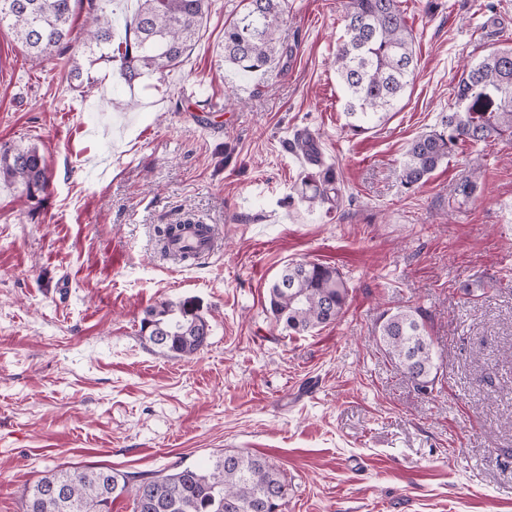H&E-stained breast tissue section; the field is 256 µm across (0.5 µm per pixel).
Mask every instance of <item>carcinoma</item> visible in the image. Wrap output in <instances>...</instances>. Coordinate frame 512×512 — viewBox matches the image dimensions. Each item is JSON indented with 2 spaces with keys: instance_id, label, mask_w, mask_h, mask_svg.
<instances>
[{
  "instance_id": "carcinoma-1",
  "label": "carcinoma",
  "mask_w": 512,
  "mask_h": 512,
  "mask_svg": "<svg viewBox=\"0 0 512 512\" xmlns=\"http://www.w3.org/2000/svg\"><path fill=\"white\" fill-rule=\"evenodd\" d=\"M82 0H0V27L7 26L33 61L66 44ZM139 9L124 31L102 10L89 14L91 44L118 40L117 78L127 84L180 67L199 35L212 0H138ZM286 0H244L243 9L224 25V61L247 73L269 72L279 55V31ZM344 38L334 64L344 90L346 126L364 133L394 111L413 78L417 58L399 0H346ZM454 102L441 117V129L422 133L409 144L400 164L402 186L424 185L448 157L467 144L512 139V46L492 49L464 70L453 90ZM293 152L308 163L298 193L310 208L330 212L342 201L336 169L321 157L318 140L296 135ZM0 180L17 186L33 201L45 194L51 174L37 146L0 144ZM348 288L335 267L289 262L269 286V311L296 333L325 327L343 313ZM140 335L157 352L189 358L208 345L211 325L192 297L146 309ZM376 344L418 391H434L437 364L422 313L410 307L382 312ZM63 483L57 499L51 487ZM133 512H279L288 482L266 459L222 452L211 465L178 463L155 473L130 475L108 467L75 468L46 474L24 487L22 512H111L122 496Z\"/></svg>"
}]
</instances>
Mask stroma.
<instances>
[{
	"mask_svg": "<svg viewBox=\"0 0 512 512\" xmlns=\"http://www.w3.org/2000/svg\"><path fill=\"white\" fill-rule=\"evenodd\" d=\"M400 2L418 66L360 135L332 65L345 0H288L266 74L225 62L242 2L213 0L184 66L131 86L93 60L86 10L39 63L0 29V144L37 145L52 171L36 204L0 181V512H21L25 485L57 467L151 473L219 450L268 458L288 480L282 512H512V140L464 146L417 190L399 178L463 65L512 40V0ZM303 131L341 173L338 211L294 197ZM189 217L217 225L220 249L166 259L159 228ZM292 261L339 269L335 323L275 322L268 287ZM187 297L209 344L163 356L140 319ZM398 305L433 339L432 394L374 340Z\"/></svg>",
	"mask_w": 512,
	"mask_h": 512,
	"instance_id": "obj_1",
	"label": "stroma"
}]
</instances>
